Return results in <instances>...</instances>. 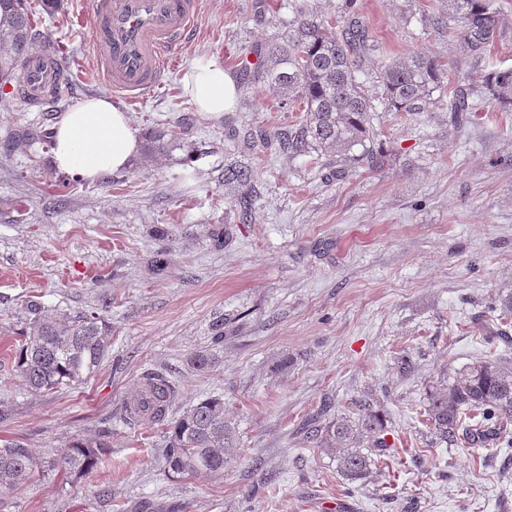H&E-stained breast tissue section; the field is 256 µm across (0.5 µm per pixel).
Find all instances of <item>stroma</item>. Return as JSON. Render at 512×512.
Returning a JSON list of instances; mask_svg holds the SVG:
<instances>
[{"instance_id": "1", "label": "stroma", "mask_w": 512, "mask_h": 512, "mask_svg": "<svg viewBox=\"0 0 512 512\" xmlns=\"http://www.w3.org/2000/svg\"><path fill=\"white\" fill-rule=\"evenodd\" d=\"M28 2L75 83L52 111L0 109V145H14L0 156V440L48 460L74 437L112 438L89 474L59 467L0 488V512H512V432L434 448L421 408L430 381L489 356L512 363V340L488 341L501 327L512 337V319L493 312L512 292V107L482 98L470 125L449 122V96L478 74L460 66L455 30L422 31L438 0H358L374 41L366 83L418 52L448 64L420 111L375 99L384 166L340 176L334 158L264 144L299 115L263 83L241 82L224 116L200 112L181 83L192 61L216 56L241 81L242 59L278 34L276 0H201L168 84L125 107L140 133L182 121V147L96 182L54 169L50 145L25 140L109 94L81 0L51 16ZM235 162L253 173L248 221L224 186ZM33 302L46 316L105 317L112 344L97 373L29 392L15 351ZM203 350L213 362L200 372L191 358ZM151 372L174 389L168 418L223 398L238 440L223 474L168 478L164 425L120 421ZM326 399L336 414L366 400L386 417L391 448L369 449L366 482L306 440Z\"/></svg>"}]
</instances>
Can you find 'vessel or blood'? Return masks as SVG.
<instances>
[{"label":"vessel or blood","mask_w":512,"mask_h":512,"mask_svg":"<svg viewBox=\"0 0 512 512\" xmlns=\"http://www.w3.org/2000/svg\"><path fill=\"white\" fill-rule=\"evenodd\" d=\"M94 26L93 56L102 82L136 103L166 80L176 53L195 37L199 0H83ZM71 76L55 53L24 62L14 89L26 101L43 103L50 91L69 88Z\"/></svg>","instance_id":"obj_1"}]
</instances>
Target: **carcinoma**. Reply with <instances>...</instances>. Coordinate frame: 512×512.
<instances>
[{
	"label": "carcinoma",
	"mask_w": 512,
	"mask_h": 512,
	"mask_svg": "<svg viewBox=\"0 0 512 512\" xmlns=\"http://www.w3.org/2000/svg\"><path fill=\"white\" fill-rule=\"evenodd\" d=\"M287 5L291 16L285 33L265 45L256 69L244 74L246 83L269 84L284 104L303 112L302 120L279 137L281 144L292 153L335 155L338 177L346 173V164H382V157L367 146L374 138L365 126V114L372 105L359 73L372 39L359 17L357 0H344L336 20L341 31L336 37L328 36L325 21L311 12L305 0H287ZM451 22L468 56L484 61L488 47L498 37L500 23L489 0H444L430 25L439 31L449 28ZM45 38L24 0H0V85L18 77L34 43ZM445 73V64L430 54L393 59L380 72L382 96L390 109L414 112ZM480 87L496 104L512 106L511 68L484 65ZM448 111L453 123H470L476 114L475 102L456 94L448 100ZM145 141L151 155L180 148L178 132L169 128L147 130ZM358 147L361 151L356 154ZM251 178L246 167L231 164L224 169L226 186L241 188ZM30 313L15 363L32 391L80 383L99 368L111 343V329L104 317L96 312L47 317L36 302L30 304ZM151 390L157 401L148 414L166 423L162 455L168 475L179 479L224 473L235 448L234 430L224 417V400L203 399L168 422L173 393L165 395L155 385ZM425 400L432 444L465 443L473 448L493 444L512 423V365L496 358L472 363L456 376L431 382ZM308 425L313 447L335 453L338 470L350 482L370 476L371 458L362 452L364 444L389 447L383 418L366 405L355 418L344 413L324 423L317 416L310 418ZM106 437L104 432L73 440L61 457V466L77 476L90 472L108 447ZM42 469V462L21 443H0V486L14 487Z\"/></svg>",
	"instance_id": "carcinoma-1"
}]
</instances>
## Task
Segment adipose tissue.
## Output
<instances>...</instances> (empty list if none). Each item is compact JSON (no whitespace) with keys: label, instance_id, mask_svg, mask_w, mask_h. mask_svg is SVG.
I'll return each instance as SVG.
<instances>
[{"label":"adipose tissue","instance_id":"ef3b65f1","mask_svg":"<svg viewBox=\"0 0 512 512\" xmlns=\"http://www.w3.org/2000/svg\"><path fill=\"white\" fill-rule=\"evenodd\" d=\"M183 88L200 111L216 117L234 107L238 92L232 74L209 55L196 59ZM52 138L54 167L91 182L127 168L139 149L128 112L106 97L84 100L65 112Z\"/></svg>","mask_w":512,"mask_h":512}]
</instances>
